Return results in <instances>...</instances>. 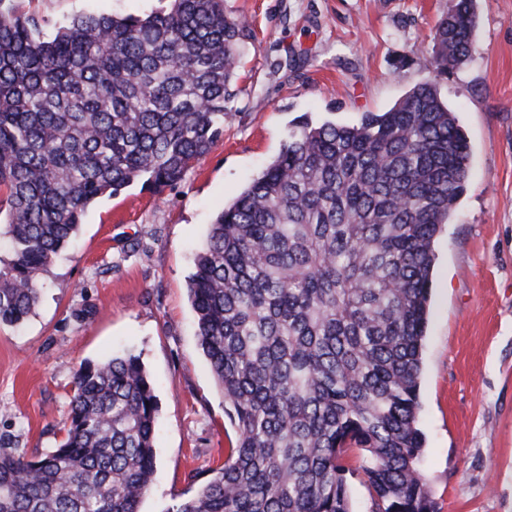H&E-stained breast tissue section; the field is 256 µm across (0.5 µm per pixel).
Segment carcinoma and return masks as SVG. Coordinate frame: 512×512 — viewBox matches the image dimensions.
<instances>
[{
	"instance_id": "carcinoma-1",
	"label": "carcinoma",
	"mask_w": 512,
	"mask_h": 512,
	"mask_svg": "<svg viewBox=\"0 0 512 512\" xmlns=\"http://www.w3.org/2000/svg\"><path fill=\"white\" fill-rule=\"evenodd\" d=\"M475 0L437 20L438 75L472 55ZM249 37L224 0L145 18L82 15L45 32L0 0V324L23 323L87 209L159 193L224 134ZM470 146L433 82L356 124L298 119L210 224L188 291L236 435L172 512H434L420 468L433 245L465 190ZM158 399L135 355L84 362L57 446L0 448V512H141ZM362 452L355 449L350 453L349 466L353 469L354 475L349 476V489L354 512H370L371 498L363 476L358 469L361 465Z\"/></svg>"
}]
</instances>
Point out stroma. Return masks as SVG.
Wrapping results in <instances>:
<instances>
[{
  "mask_svg": "<svg viewBox=\"0 0 512 512\" xmlns=\"http://www.w3.org/2000/svg\"><path fill=\"white\" fill-rule=\"evenodd\" d=\"M160 0H13L47 23L144 17ZM451 0H224L246 19L224 137L181 181L88 209L34 314L0 326V448L55 447L82 361L139 356L159 399L142 512H171L224 462L234 431L201 354L187 280L208 228L279 153L294 120L353 124L435 81L470 145L466 188L434 243L420 382L435 512H512V0H476V47L435 75Z\"/></svg>",
  "mask_w": 512,
  "mask_h": 512,
  "instance_id": "stroma-1",
  "label": "stroma"
}]
</instances>
